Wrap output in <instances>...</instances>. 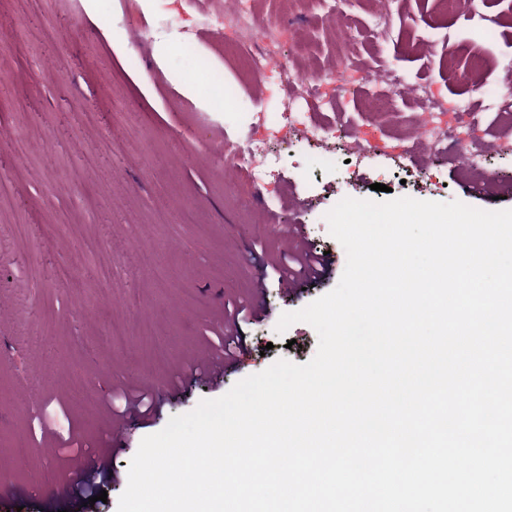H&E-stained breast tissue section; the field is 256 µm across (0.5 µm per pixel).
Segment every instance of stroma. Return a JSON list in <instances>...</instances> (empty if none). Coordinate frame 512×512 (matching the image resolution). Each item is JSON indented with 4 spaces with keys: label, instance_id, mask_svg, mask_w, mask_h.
Returning <instances> with one entry per match:
<instances>
[{
    "label": "stroma",
    "instance_id": "obj_1",
    "mask_svg": "<svg viewBox=\"0 0 512 512\" xmlns=\"http://www.w3.org/2000/svg\"><path fill=\"white\" fill-rule=\"evenodd\" d=\"M233 5L0 0V182L9 187L0 198V487L18 492L0 498V512H77V497L43 477L84 455L43 437L44 423L75 425L94 448L111 441L109 470L95 479L107 499L90 512H117L143 437L278 359L307 363L315 329L297 322L281 335L276 325L337 286L347 257L325 215L343 198L512 209V122L492 107L512 87V0H481L472 17L443 0H346L343 38L329 5L303 17L292 0H251L263 14L290 18L322 69L350 56L363 82L357 96L335 94L316 113L324 124L410 136L418 97L395 98L385 123L375 124L373 102L388 87L367 74L394 72L404 86L428 85L452 104L469 98L462 76L478 69L485 103L474 112L475 147L495 177L476 188L459 157L421 146L405 166L365 156L351 179L343 148L274 141L283 181L271 208L216 151L227 140L247 149L265 133L253 116L264 112L275 123L283 110L277 79H251L225 52L223 25L199 24ZM385 13L391 22L382 31ZM48 28L55 40H45ZM215 70L233 96L221 109L209 87ZM187 72L195 91L176 80ZM409 165L422 178H407ZM298 236L306 249L329 252L332 265L292 291L265 266ZM62 268L70 272L63 281ZM257 288L264 309L237 325L238 362L218 376L195 371L226 307ZM145 321L148 342L139 334ZM121 386L149 391L151 411L107 415L102 404Z\"/></svg>",
    "mask_w": 512,
    "mask_h": 512
}]
</instances>
